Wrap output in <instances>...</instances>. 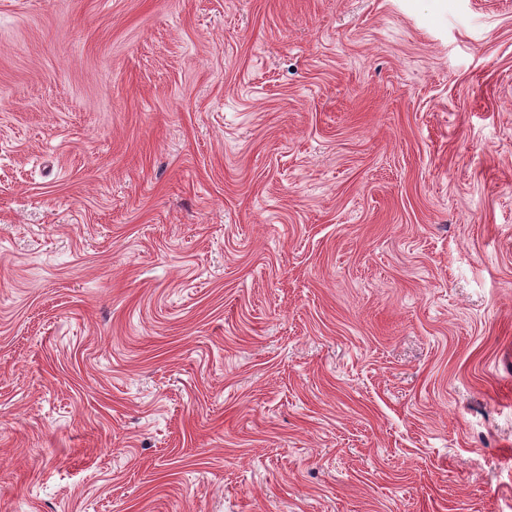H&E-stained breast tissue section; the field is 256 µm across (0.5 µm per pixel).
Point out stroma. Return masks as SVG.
I'll use <instances>...</instances> for the list:
<instances>
[{"label":"stroma","instance_id":"1","mask_svg":"<svg viewBox=\"0 0 512 512\" xmlns=\"http://www.w3.org/2000/svg\"><path fill=\"white\" fill-rule=\"evenodd\" d=\"M0 512H512V0H0Z\"/></svg>","mask_w":512,"mask_h":512}]
</instances>
